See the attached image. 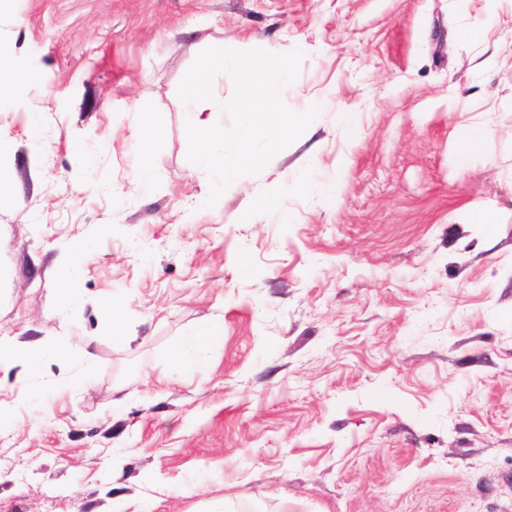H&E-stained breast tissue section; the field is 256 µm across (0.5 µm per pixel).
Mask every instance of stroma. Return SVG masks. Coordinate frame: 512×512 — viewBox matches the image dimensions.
<instances>
[{
  "instance_id": "stroma-1",
  "label": "stroma",
  "mask_w": 512,
  "mask_h": 512,
  "mask_svg": "<svg viewBox=\"0 0 512 512\" xmlns=\"http://www.w3.org/2000/svg\"><path fill=\"white\" fill-rule=\"evenodd\" d=\"M301 41L284 102L318 122L205 207L180 81ZM510 44L512 0H0L33 74L0 99V336L67 350L0 367V512H512V71L481 67ZM270 193L287 221L253 213ZM138 114V123L134 131V136L138 145L141 164L134 173L131 184L134 185L136 189L145 190L149 187L152 180L150 160L154 146L161 132L150 112H139ZM488 127L481 123L467 126L465 133L456 141V157L463 169L468 168L470 159L480 150L489 137Z\"/></svg>"
}]
</instances>
